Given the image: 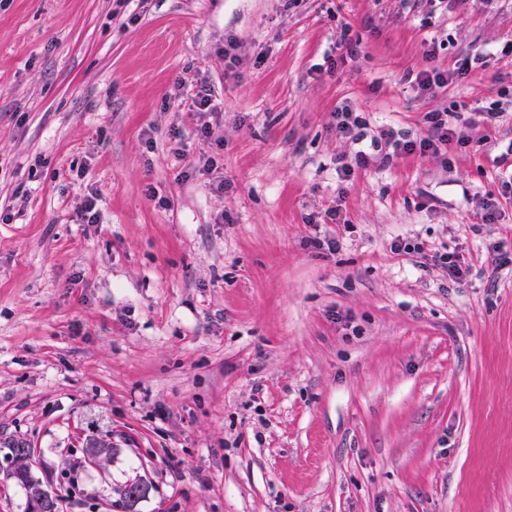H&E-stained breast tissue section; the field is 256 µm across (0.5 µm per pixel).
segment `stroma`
<instances>
[{
  "mask_svg": "<svg viewBox=\"0 0 512 512\" xmlns=\"http://www.w3.org/2000/svg\"><path fill=\"white\" fill-rule=\"evenodd\" d=\"M490 108L451 166L342 173ZM510 174L512 0H0V441L61 512H126L135 479L136 512H512ZM471 68V61L468 57L459 59L454 67L448 70H440L431 65L425 70H421L415 77L417 91L421 97L432 96L438 89L447 87L448 82L456 76L466 74ZM213 102L212 88L206 83H201L197 86V92L189 105L190 110L192 112H198L197 114L200 117V121L202 120L198 132L200 137L205 141L211 140L214 135L212 124L204 120L208 112H218V106Z\"/></svg>",
  "mask_w": 512,
  "mask_h": 512,
  "instance_id": "obj_1",
  "label": "stroma"
}]
</instances>
